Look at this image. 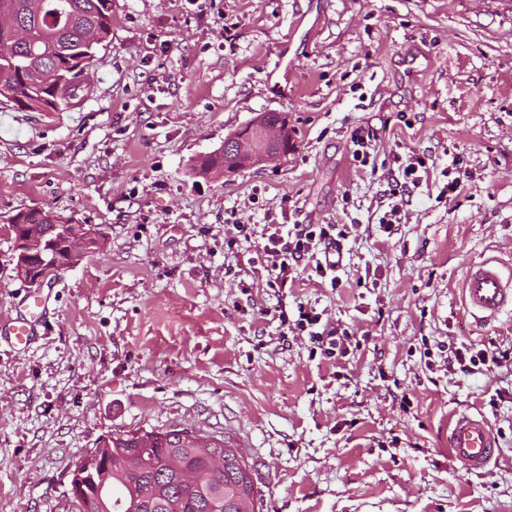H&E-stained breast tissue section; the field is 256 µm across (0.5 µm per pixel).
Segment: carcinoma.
Instances as JSON below:
<instances>
[{
	"label": "carcinoma",
	"instance_id": "carcinoma-1",
	"mask_svg": "<svg viewBox=\"0 0 512 512\" xmlns=\"http://www.w3.org/2000/svg\"><path fill=\"white\" fill-rule=\"evenodd\" d=\"M0 97L14 108L56 112L87 94L84 73L98 47L112 38V0H0ZM12 221L27 224L44 239L62 267L78 257L66 241L50 233L43 208L18 212ZM224 455V469L211 472L185 429L170 426L143 433L129 431L99 442L107 463L86 486L78 512H256L260 489L252 466H242L237 449L212 443ZM199 474L201 486L180 479L183 468Z\"/></svg>",
	"mask_w": 512,
	"mask_h": 512
}]
</instances>
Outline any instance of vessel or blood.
Returning <instances> with one entry per match:
<instances>
[{
  "instance_id": "1",
  "label": "vessel or blood",
  "mask_w": 512,
  "mask_h": 512,
  "mask_svg": "<svg viewBox=\"0 0 512 512\" xmlns=\"http://www.w3.org/2000/svg\"><path fill=\"white\" fill-rule=\"evenodd\" d=\"M499 265L497 257L486 258L471 265L462 282L464 304L475 320L493 322L512 311V276H504ZM45 316L44 299L28 295L25 314L1 321L0 335L16 346L26 347ZM448 448L460 469L480 473L495 461L499 436L482 415L457 413L448 422Z\"/></svg>"
}]
</instances>
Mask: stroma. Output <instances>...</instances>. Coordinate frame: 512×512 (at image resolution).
<instances>
[{
	"mask_svg": "<svg viewBox=\"0 0 512 512\" xmlns=\"http://www.w3.org/2000/svg\"><path fill=\"white\" fill-rule=\"evenodd\" d=\"M89 83L57 112L0 103V317L32 289L8 217L105 232L42 285L35 342L0 339V512H76L71 472L101 438L173 425L240 450L259 512H512V369L439 351L512 349V316L477 323L460 290L488 256L512 275V0H112ZM270 111L294 130L285 158L193 173ZM411 151L430 172L390 235ZM271 222L344 226L337 283L304 268L275 291L253 239L225 247ZM301 305L354 332L346 356L285 334ZM457 411L499 433L483 474L449 457Z\"/></svg>",
	"mask_w": 512,
	"mask_h": 512,
	"instance_id": "obj_1",
	"label": "stroma"
}]
</instances>
